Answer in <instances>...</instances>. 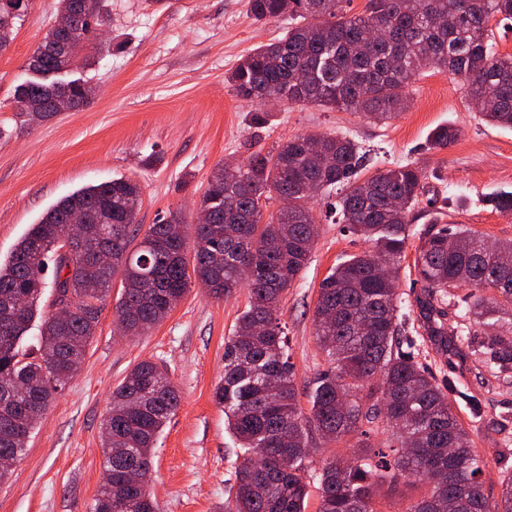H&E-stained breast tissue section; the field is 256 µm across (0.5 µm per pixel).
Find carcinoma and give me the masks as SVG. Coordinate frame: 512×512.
<instances>
[{"label":"carcinoma","mask_w":512,"mask_h":512,"mask_svg":"<svg viewBox=\"0 0 512 512\" xmlns=\"http://www.w3.org/2000/svg\"><path fill=\"white\" fill-rule=\"evenodd\" d=\"M97 3L92 14L87 0H59L29 59L32 78L15 90L17 111L53 115L52 99L61 88L74 107L86 103L83 83L52 76L72 66L68 37L105 22L102 0ZM342 3L249 0L254 20L286 17L289 23L282 37L255 48L227 76L236 96L275 95L385 122L407 109L405 88L433 67L460 76L483 117L512 129V57L498 56L491 43V21L512 20V0H368L355 15ZM28 6L29 0H0V51ZM458 135L455 127L440 125L428 149L446 148ZM362 161L360 148L346 137L296 136L251 154L235 179L216 165L197 221L170 211L140 240L141 188L129 178L83 187L49 208L0 264V456L23 454L33 413L45 411L82 366L115 276H121L115 312L131 336L159 324L196 279L216 298L243 286L249 293L224 341V383L215 401L251 456L222 512H305L309 435L346 443L379 424L394 444L385 451L359 443L349 456L328 460L315 475L318 512H380L382 487L413 478L426 488L402 512H512V479L490 504L481 480L487 460L471 448L467 428L448 403V387L415 360V343L405 334L394 278L405 256L409 213L422 194V169L400 164L361 181ZM334 189L340 220L373 250L337 265L320 283L314 324L327 368L314 383L306 414L277 312L309 257L311 204ZM280 196L288 197V206L268 212ZM74 212L89 219V238L69 260L58 249ZM178 224L189 236L171 235ZM97 245L109 253L106 266L90 256ZM511 254V241L489 248L436 216L414 258L431 340L444 349L466 346L506 380L512 378V338L484 328L512 306V267L501 261ZM379 261L389 265L388 276L379 273ZM47 287L50 297L66 298L72 312L64 319L42 316L38 344L29 350L22 340ZM450 306L457 316L452 323ZM179 405L168 375L151 361L137 363L112 392L102 423L105 477L93 512H158L150 492L131 485L128 474L151 468L157 436Z\"/></svg>","instance_id":"obj_1"}]
</instances>
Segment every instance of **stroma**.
I'll list each match as a JSON object with an SVG mask.
<instances>
[{
  "label": "stroma",
  "instance_id": "obj_1",
  "mask_svg": "<svg viewBox=\"0 0 512 512\" xmlns=\"http://www.w3.org/2000/svg\"><path fill=\"white\" fill-rule=\"evenodd\" d=\"M106 38L85 50L68 74L92 86L90 103L38 122L20 115L15 87L53 23L58 0H30L6 51L0 53V261L31 225L73 191L119 177L142 190L136 222L148 229L170 210L192 214L219 162L243 161L301 134L351 138L364 155L361 178L401 163L422 168L423 190L409 215L406 257L396 279L420 363L449 381L448 398L481 454L512 455V384L485 374L479 360L441 350L423 328L413 268L419 234L435 209L449 226L487 242L512 240V214L490 196L512 191V130L487 124L468 101L460 78L425 69L405 94L409 108L388 123L356 112L281 103L259 108L226 83L250 50L280 38L283 22H256L248 0H105ZM264 112L255 125V112ZM459 129L458 140L431 151L439 125ZM330 195L313 207L317 234L307 265L286 290L279 314L288 337L300 403L327 364L315 338L314 308L322 279L370 245L334 222ZM112 288L84 363L50 403L8 481L0 484V512H91L104 477L100 424L110 396L131 367L152 361L168 370L181 403L153 450L150 491L160 512H216L232 494L245 455L213 392L224 377V339L248 303L246 289L217 299L192 284L150 333L121 335Z\"/></svg>",
  "mask_w": 512,
  "mask_h": 512
}]
</instances>
